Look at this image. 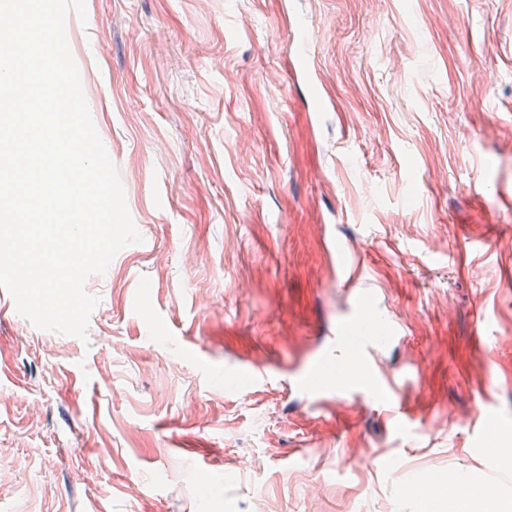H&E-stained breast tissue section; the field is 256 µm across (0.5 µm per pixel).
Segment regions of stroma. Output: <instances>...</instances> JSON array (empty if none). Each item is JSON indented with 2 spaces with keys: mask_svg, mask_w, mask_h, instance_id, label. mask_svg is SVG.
Instances as JSON below:
<instances>
[{
  "mask_svg": "<svg viewBox=\"0 0 512 512\" xmlns=\"http://www.w3.org/2000/svg\"><path fill=\"white\" fill-rule=\"evenodd\" d=\"M86 12L69 46L143 241L87 280L82 339L0 288V512H448L416 487L452 474L512 496L476 444L481 393L512 444V0ZM352 266L401 329L372 363L407 424L314 386L351 358Z\"/></svg>",
  "mask_w": 512,
  "mask_h": 512,
  "instance_id": "1",
  "label": "stroma"
}]
</instances>
